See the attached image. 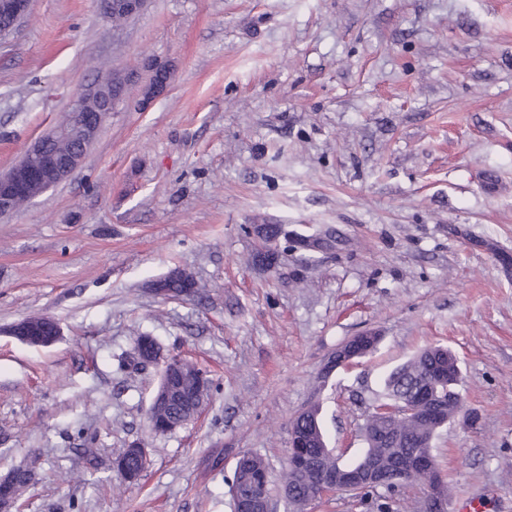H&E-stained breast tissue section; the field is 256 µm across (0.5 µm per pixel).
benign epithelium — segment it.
Wrapping results in <instances>:
<instances>
[{
  "label": "benign epithelium",
  "mask_w": 512,
  "mask_h": 512,
  "mask_svg": "<svg viewBox=\"0 0 512 512\" xmlns=\"http://www.w3.org/2000/svg\"><path fill=\"white\" fill-rule=\"evenodd\" d=\"M31 0H0V16L8 19L11 26H17L29 13ZM145 0H100L101 14L112 19L115 12L124 13L125 18L136 17L144 8ZM156 75L153 84L147 86L143 93V101L147 102L162 93L170 80V72L163 65H152ZM130 75L121 71H110L96 83L86 88L73 101L70 112V123L57 126L38 138L24 153L23 158L9 171L0 174V216L14 213L37 194L70 179L82 166L88 149L96 141L105 117L112 112L119 98L114 96L113 86L116 83L128 85ZM62 141L70 143L66 151H58L55 145ZM363 341L354 336L343 343L329 355L322 368V378L328 379L331 374L361 357ZM179 358L168 359L161 370L160 382L152 404L159 405L179 399L180 391L170 379L179 368ZM418 412L412 403H403L399 409L380 407L375 413L385 417L407 419ZM305 447L304 439L291 430L288 448V461L296 468L306 466V457L298 456L294 449ZM360 476L368 484L381 485L389 483L388 474L376 470L368 463L363 464ZM13 475L0 478V512H12L16 504L15 498L7 492ZM348 475L339 474L321 484L310 494L306 507H311L320 498L345 491ZM427 512H448V496L443 487L436 484L430 489L427 497Z\"/></svg>",
  "instance_id": "obj_1"
}]
</instances>
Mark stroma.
Listing matches in <instances>:
<instances>
[{
	"label": "stroma",
	"instance_id": "35a3bbf8",
	"mask_svg": "<svg viewBox=\"0 0 512 512\" xmlns=\"http://www.w3.org/2000/svg\"><path fill=\"white\" fill-rule=\"evenodd\" d=\"M152 61L171 79L146 102ZM111 69L138 78L81 169L0 217V477L33 471L15 512H233L240 453L279 482L316 403L355 461L385 378L434 344L477 415L434 439L438 466L456 496L512 512V0H148L119 26L98 0H31L0 38V172ZM258 224L295 233L268 270ZM327 228L332 248L299 249ZM176 267L203 299L153 291ZM32 316L61 338L10 335ZM370 330L377 350L318 389ZM143 333L212 380L171 433L147 424L159 366L127 363ZM135 442L129 483L113 460ZM382 502L424 512V491L313 512ZM32 319H45L53 323L52 334L47 338L39 339L40 346L47 347L53 345L59 340L60 336H62L60 325L49 317H29L22 319L10 327V334L20 341L28 342L27 336H31L29 320ZM363 348V341L359 337L353 336L331 353L322 368V378L324 381L338 368L344 367L353 360L363 357L364 355H361Z\"/></svg>",
	"mask_w": 512,
	"mask_h": 512
}]
</instances>
